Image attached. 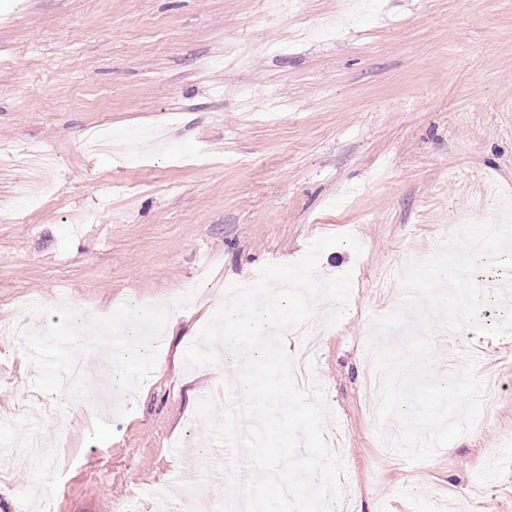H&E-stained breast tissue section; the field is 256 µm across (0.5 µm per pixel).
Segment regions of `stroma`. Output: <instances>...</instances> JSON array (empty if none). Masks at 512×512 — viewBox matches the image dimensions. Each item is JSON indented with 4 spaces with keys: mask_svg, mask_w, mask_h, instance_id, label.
Wrapping results in <instances>:
<instances>
[{
    "mask_svg": "<svg viewBox=\"0 0 512 512\" xmlns=\"http://www.w3.org/2000/svg\"><path fill=\"white\" fill-rule=\"evenodd\" d=\"M344 2L0 0V512H155L161 487L219 512L235 450L198 405L224 411L241 370L185 351L231 284L335 233L359 247L319 266L351 274L352 298L314 313V375L341 496L512 512V271L463 274L504 250L486 222L512 225V0H365L344 36L294 44ZM234 45L244 63L224 62ZM32 149L55 159L36 185ZM190 282L168 331L154 307ZM74 303L116 344L146 312L164 330L148 356L129 345L122 371L149 377L100 412L57 383ZM27 305L43 321L23 343ZM452 327L472 359L449 362ZM33 427L53 448L38 472ZM399 436L433 449L397 452ZM189 442L207 455L192 488L175 480Z\"/></svg>",
    "mask_w": 512,
    "mask_h": 512,
    "instance_id": "stroma-1",
    "label": "stroma"
}]
</instances>
